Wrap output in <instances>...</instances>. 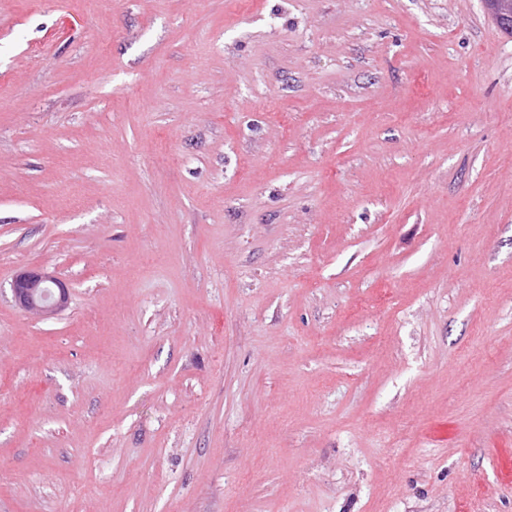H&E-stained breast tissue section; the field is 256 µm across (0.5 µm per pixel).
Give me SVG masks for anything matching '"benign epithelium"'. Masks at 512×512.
I'll return each mask as SVG.
<instances>
[{
    "label": "benign epithelium",
    "mask_w": 512,
    "mask_h": 512,
    "mask_svg": "<svg viewBox=\"0 0 512 512\" xmlns=\"http://www.w3.org/2000/svg\"><path fill=\"white\" fill-rule=\"evenodd\" d=\"M12 292L19 308L42 316L62 311L69 300L68 289L63 283L35 268L23 270L15 276Z\"/></svg>",
    "instance_id": "benign-epithelium-1"
}]
</instances>
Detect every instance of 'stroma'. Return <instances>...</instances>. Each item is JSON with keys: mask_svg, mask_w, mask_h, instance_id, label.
Returning <instances> with one entry per match:
<instances>
[{"mask_svg": "<svg viewBox=\"0 0 512 512\" xmlns=\"http://www.w3.org/2000/svg\"><path fill=\"white\" fill-rule=\"evenodd\" d=\"M0 512H512L483 0H0ZM11 287L16 305L26 312L51 316L68 304L66 286L35 268L18 273Z\"/></svg>", "mask_w": 512, "mask_h": 512, "instance_id": "35a3bbf8", "label": "stroma"}]
</instances>
